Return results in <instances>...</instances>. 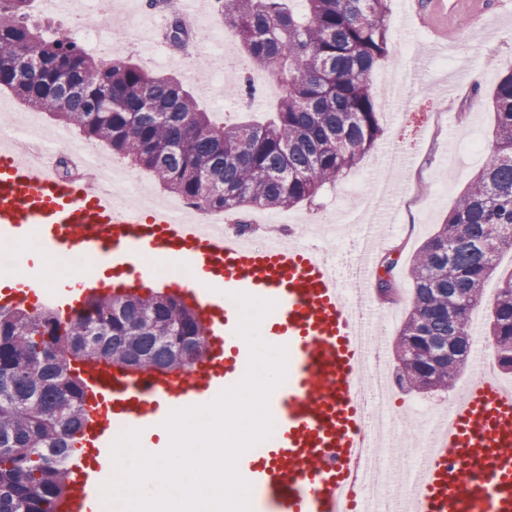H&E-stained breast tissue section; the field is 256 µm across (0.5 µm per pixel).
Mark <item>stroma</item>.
<instances>
[{
  "instance_id": "1",
  "label": "stroma",
  "mask_w": 512,
  "mask_h": 512,
  "mask_svg": "<svg viewBox=\"0 0 512 512\" xmlns=\"http://www.w3.org/2000/svg\"><path fill=\"white\" fill-rule=\"evenodd\" d=\"M387 54L376 71L401 73L415 58L425 67L415 78L408 100H391L388 84L375 86V110L382 135L377 148L394 146L408 156L402 186L388 205L403 231L378 250L374 275L392 271L402 307L411 302L410 266L417 250L443 223L456 199L475 180L482 164L467 158L469 136H478L484 149L495 143L492 105L498 81L512 73V0H391ZM446 97L451 121L436 118L435 100ZM375 153L336 183L325 186L310 203L288 209L290 221L305 223L330 218L334 208H356L368 192V171Z\"/></svg>"
}]
</instances>
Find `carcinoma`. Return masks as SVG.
I'll list each match as a JSON object with an SVG mask.
<instances>
[{
	"label": "carcinoma",
	"mask_w": 512,
	"mask_h": 512,
	"mask_svg": "<svg viewBox=\"0 0 512 512\" xmlns=\"http://www.w3.org/2000/svg\"><path fill=\"white\" fill-rule=\"evenodd\" d=\"M32 0H0V88L149 170L206 212L280 210L314 200L378 144L371 78L387 49L390 0H217L234 36L280 90L261 125L214 124L194 91L121 55L94 58L30 22ZM252 75L236 97L258 94ZM496 143L478 177L416 253L411 308L395 342L399 383L450 390L470 349V312L497 253L512 249V72L494 94ZM486 334L512 365V274ZM439 352L436 377L423 347ZM208 352L205 327L173 295L96 297L73 316L0 306V512H52L78 452L86 384L79 365L185 370Z\"/></svg>",
	"instance_id": "cac0c4a2"
}]
</instances>
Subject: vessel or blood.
<instances>
[{
  "instance_id": "1",
  "label": "vessel or blood",
  "mask_w": 512,
  "mask_h": 512,
  "mask_svg": "<svg viewBox=\"0 0 512 512\" xmlns=\"http://www.w3.org/2000/svg\"><path fill=\"white\" fill-rule=\"evenodd\" d=\"M17 142L0 137V242L31 243L45 259L63 255L78 266L50 284L27 263L0 289V305L28 308L43 294L70 313L104 292L85 263L111 269L116 291L135 293L143 259L174 257L192 274L178 295L202 320L210 345L207 358L184 372L102 360L82 366L88 398L79 441L95 454L66 465L55 512H93L113 476L118 428L138 431L145 451L161 455L154 431L172 412L209 405L243 380L251 347L237 332L240 295L272 302L259 335L285 349L291 366L268 399L273 431L236 463L250 486V512H348L349 475L365 445L358 393L368 348L333 263L313 245L276 239L257 248L234 229H205L165 207L144 214L59 179ZM419 471L410 512H512V385L474 382L433 434Z\"/></svg>"
}]
</instances>
